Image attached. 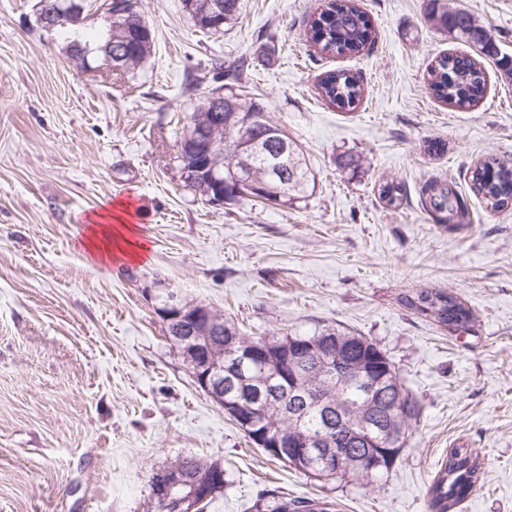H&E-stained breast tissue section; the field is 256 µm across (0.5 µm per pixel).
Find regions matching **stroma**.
<instances>
[{"mask_svg": "<svg viewBox=\"0 0 512 512\" xmlns=\"http://www.w3.org/2000/svg\"><path fill=\"white\" fill-rule=\"evenodd\" d=\"M220 37L182 0H138L154 37L134 71L84 72L39 0H0V512H148L154 470L184 457L224 466L206 512H256L263 493L335 498L339 512H429L450 449L477 453L483 478L454 512H512V211L469 189L494 154L512 163V81L480 58L486 90L442 103L435 59L475 55L438 30L430 0H359L375 40L325 55L306 36L323 0H244ZM490 26L512 56V0H448ZM223 57L224 76L211 61ZM343 70L362 85L352 111L317 82ZM235 88L264 99L314 175L288 206L213 204L184 182L178 144L200 98ZM443 154H429L431 141ZM363 169L336 165L341 152ZM431 177L468 205L448 230L423 208ZM402 183L400 207L377 188ZM128 205L142 262L95 265L89 218ZM471 310L452 331L407 308L418 288ZM243 330L309 335L332 325L394 363L421 413L393 469L374 486L321 483L267 456L195 383L157 308L166 292Z\"/></svg>", "mask_w": 512, "mask_h": 512, "instance_id": "stroma-1", "label": "stroma"}]
</instances>
